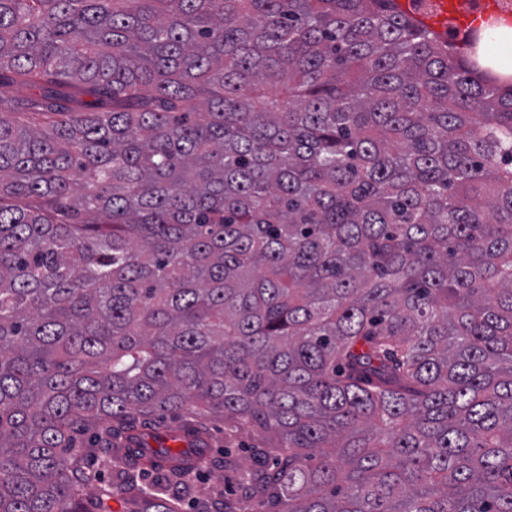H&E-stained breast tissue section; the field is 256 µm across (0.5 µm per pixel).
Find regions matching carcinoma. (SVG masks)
Listing matches in <instances>:
<instances>
[{
	"mask_svg": "<svg viewBox=\"0 0 512 512\" xmlns=\"http://www.w3.org/2000/svg\"><path fill=\"white\" fill-rule=\"evenodd\" d=\"M472 56L393 0H0V512H181L200 462L241 496L195 512H512V82ZM172 410L187 447L137 434ZM76 431L132 473L83 493ZM208 441L212 448V456L222 458L224 456V448H229L239 465L243 468L251 464L250 452L241 447H249L254 443L252 440L243 439L242 441L230 442L224 441V420L222 417H212L209 422Z\"/></svg>",
	"mask_w": 512,
	"mask_h": 512,
	"instance_id": "cac0c4a2",
	"label": "carcinoma"
}]
</instances>
